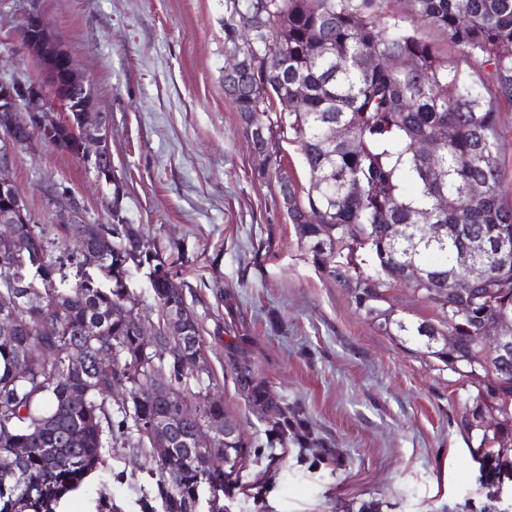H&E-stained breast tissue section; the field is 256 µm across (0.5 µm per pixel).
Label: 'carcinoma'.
<instances>
[{"label":"carcinoma","mask_w":512,"mask_h":512,"mask_svg":"<svg viewBox=\"0 0 512 512\" xmlns=\"http://www.w3.org/2000/svg\"><path fill=\"white\" fill-rule=\"evenodd\" d=\"M385 0H224V48L229 66L239 69L241 84L227 92L240 115L270 134L297 144L308 176L300 187L277 160L278 189H288L294 206L288 219L316 263L337 282L353 287L357 307L379 320L389 336L398 333L425 348L449 370L467 379L470 414L463 426L475 448L482 482L478 488L494 502V488L512 475V371L478 340L495 311L512 314V202L501 184L499 108L512 102V0H400L403 12L381 21ZM247 14L255 32L246 40L237 19ZM443 31L452 51L417 34L422 27ZM404 57L407 69L386 60ZM478 58L486 75L470 65ZM304 83L307 94L297 98ZM65 121L54 129L57 148L79 157L87 152L80 103H69ZM342 124L347 137L330 141L325 129ZM437 154L442 179L430 170L423 143ZM482 186L478 195L471 192ZM448 195V212L439 208ZM320 211L319 223L306 222ZM433 223L448 225L440 242L432 235L414 241L389 235L392 224H414L420 211ZM128 224H18L16 236L0 244V274H8L18 256L49 258L46 273L72 268L89 253L99 256L106 283L75 281L30 301L22 289L0 279V313L16 312L13 341L0 342V452L27 448L15 474H0V512H57L60 502L100 474L106 456L139 449L136 466L157 477L162 512H188L198 480L216 484L219 498L208 512H224V443L214 451L170 448L158 455L145 427L182 403L196 406L199 421L224 416V405L208 403L193 390L210 375L202 335L161 337L167 351L148 352L134 320L113 317L120 306L112 288V265L129 250L163 257L160 243L132 238ZM108 235L112 245L101 247ZM375 237L392 254L387 270L357 271L330 265L336 254L352 258L362 240ZM498 248L477 250L473 263L483 271L475 279L455 267L454 253L474 239ZM330 241L329 253L319 248ZM414 264L425 280L408 282L403 270ZM454 276L475 307L448 311L437 289ZM403 283L439 309L433 323L414 324L382 308L386 289ZM186 284L170 268L152 288L154 305L144 309L156 323L165 321L170 304L189 306ZM51 325L49 334L42 327ZM453 330L450 350L431 341ZM37 348L42 358H31ZM186 358L194 370L184 369ZM77 363L81 370L74 371ZM166 377L171 401L150 394L151 380ZM128 394L113 409L112 396Z\"/></svg>","instance_id":"cac0c4a2"}]
</instances>
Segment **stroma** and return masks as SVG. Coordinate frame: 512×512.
Instances as JSON below:
<instances>
[{
  "mask_svg": "<svg viewBox=\"0 0 512 512\" xmlns=\"http://www.w3.org/2000/svg\"><path fill=\"white\" fill-rule=\"evenodd\" d=\"M108 130L128 223L157 239L187 286L211 366L248 456L229 512H471L478 474L462 425L469 384L389 336L313 261L259 177L224 92V0H38ZM27 0H0V77L41 78L12 53ZM9 177L34 221L70 192L90 224L113 188L69 152L16 150ZM125 448L61 512H143L156 478Z\"/></svg>",
  "mask_w": 512,
  "mask_h": 512,
  "instance_id": "35a3bbf8",
  "label": "stroma"
}]
</instances>
